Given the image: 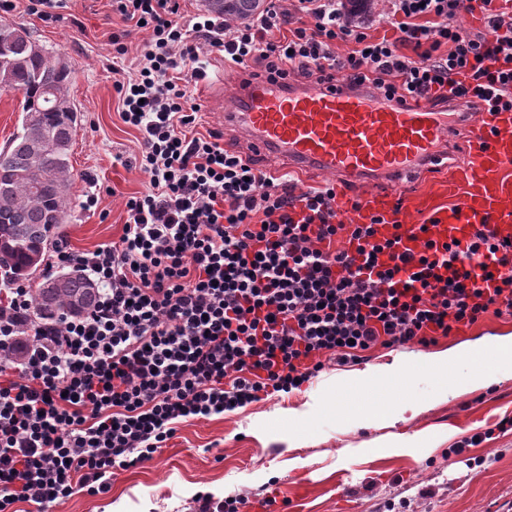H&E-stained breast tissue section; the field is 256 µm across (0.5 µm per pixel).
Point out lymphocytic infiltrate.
<instances>
[{
  "label": "lymphocytic infiltrate",
  "instance_id": "f902f5d3",
  "mask_svg": "<svg viewBox=\"0 0 512 512\" xmlns=\"http://www.w3.org/2000/svg\"><path fill=\"white\" fill-rule=\"evenodd\" d=\"M344 0H270L238 26L187 24L179 0H112L144 26L135 78L117 83L121 118L143 134L144 191L125 202L117 241L56 250L54 267L98 286L92 309L42 315L24 281L0 287V512H44L144 467L179 424L289 393L376 346L422 347L486 314L512 316V243L475 227L466 242L426 239L418 253L381 238V215L342 224L333 184L295 193L187 134L201 41L243 79L365 88L388 102L426 99L466 112L512 110V13L494 0H389L391 39L347 21ZM481 14V28L461 19ZM345 234L356 250L336 248ZM19 348L21 360L7 358Z\"/></svg>",
  "mask_w": 512,
  "mask_h": 512
}]
</instances>
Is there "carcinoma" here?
Wrapping results in <instances>:
<instances>
[{
  "label": "carcinoma",
  "instance_id": "cac0c4a2",
  "mask_svg": "<svg viewBox=\"0 0 512 512\" xmlns=\"http://www.w3.org/2000/svg\"><path fill=\"white\" fill-rule=\"evenodd\" d=\"M346 18L357 20L373 12L372 0H347ZM208 7L229 22L248 20L264 11V0H208ZM68 64L32 38L29 31L0 19V91L22 95V122L0 151V269L13 279H25L37 266L33 256L59 246L67 205L71 200L70 155L77 130L75 107H66L70 83ZM55 140L53 150L34 155L25 143L41 132ZM96 300V285L78 271L63 287L34 292L37 309L64 318Z\"/></svg>",
  "mask_w": 512,
  "mask_h": 512
}]
</instances>
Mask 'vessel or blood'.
<instances>
[{
    "mask_svg": "<svg viewBox=\"0 0 512 512\" xmlns=\"http://www.w3.org/2000/svg\"><path fill=\"white\" fill-rule=\"evenodd\" d=\"M218 120L240 137L246 156L313 179L358 187L357 221L392 215V186L411 188L422 170L443 169L460 212L440 213L436 237L467 241L484 224L512 239V110L448 114L428 100L397 106L345 88H296L264 78L228 81ZM458 161H450L452 151Z\"/></svg>",
    "mask_w": 512,
    "mask_h": 512,
    "instance_id": "1",
    "label": "vessel or blood"
}]
</instances>
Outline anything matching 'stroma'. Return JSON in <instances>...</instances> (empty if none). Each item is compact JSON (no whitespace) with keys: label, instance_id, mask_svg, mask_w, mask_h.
<instances>
[{"label":"stroma","instance_id":"35a3bbf8","mask_svg":"<svg viewBox=\"0 0 512 512\" xmlns=\"http://www.w3.org/2000/svg\"><path fill=\"white\" fill-rule=\"evenodd\" d=\"M7 19L26 28L33 39L68 62V95L80 118L70 157L71 204L63 226L64 246L91 251L118 239L126 220L125 202L143 191L139 167L142 134L125 124L116 83L134 77L147 31L122 22L111 0H69L58 20L29 12L28 0H14ZM127 47L115 56L113 35ZM203 80L192 83L199 104L197 132L216 129L211 99L224 69L223 53L203 47ZM100 186L95 206L84 207L90 179ZM442 174L417 181L406 200L405 219L423 223L436 210L452 207L441 185ZM512 334V316L487 315L470 330L439 339L437 349L465 342L485 346L480 363L494 365L497 337ZM426 349L378 347L367 352L376 365L401 357L410 372V400L424 404L414 419L396 427H364L355 411L371 397L324 403L345 367L329 364L301 389L250 404L227 415L180 424L167 448L144 468L113 477L107 493H76L47 512H190L192 500L210 493L253 495L273 492L277 512H512V431L496 424L512 418V371L492 388L464 392L465 371L455 384L441 387L423 365ZM308 406L301 424L289 423L287 411ZM428 430V442L397 447L392 432ZM493 430L492 439L449 463L448 450L465 436Z\"/></svg>","mask_w":512,"mask_h":512}]
</instances>
